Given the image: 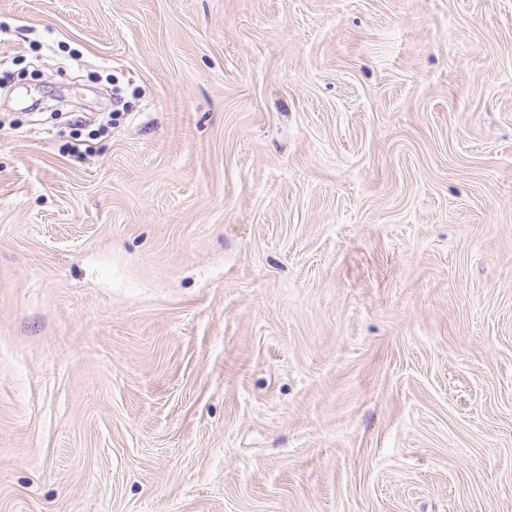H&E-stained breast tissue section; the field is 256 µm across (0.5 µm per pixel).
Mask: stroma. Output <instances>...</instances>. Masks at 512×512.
Returning <instances> with one entry per match:
<instances>
[{"label": "stroma", "mask_w": 512, "mask_h": 512, "mask_svg": "<svg viewBox=\"0 0 512 512\" xmlns=\"http://www.w3.org/2000/svg\"><path fill=\"white\" fill-rule=\"evenodd\" d=\"M0 61V512H512V0H0Z\"/></svg>", "instance_id": "35a3bbf8"}]
</instances>
